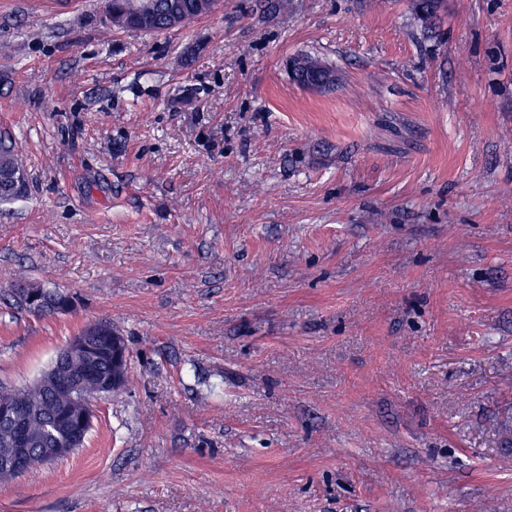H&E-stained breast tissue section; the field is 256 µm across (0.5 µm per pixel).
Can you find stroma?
<instances>
[{"mask_svg": "<svg viewBox=\"0 0 512 512\" xmlns=\"http://www.w3.org/2000/svg\"><path fill=\"white\" fill-rule=\"evenodd\" d=\"M1 137L0 384L102 318L131 360L0 512H512V0H448L434 37L407 0L162 35L0 0ZM292 80L300 87L310 82L314 85L312 90L328 91L336 86L331 75L335 69L322 60L308 56L297 55L290 59L288 65ZM20 166L12 144L0 140V201H8L14 198L8 187L12 174L20 171ZM24 285V286H23ZM23 286V287H22ZM43 286L38 284L30 283L29 281L23 280L16 284L14 288V297L17 303L23 308L28 309L27 307V297L30 295H34L38 300L41 301V305L43 306V312H47L45 314H51V312H57L62 307L67 305L71 301V297L62 291L59 290H51L48 288H42ZM18 298L16 297L17 290ZM72 308V303H69L62 312H68Z\"/></svg>", "mask_w": 512, "mask_h": 512, "instance_id": "1", "label": "stroma"}]
</instances>
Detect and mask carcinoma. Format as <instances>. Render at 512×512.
<instances>
[{
  "label": "carcinoma",
  "instance_id": "1",
  "mask_svg": "<svg viewBox=\"0 0 512 512\" xmlns=\"http://www.w3.org/2000/svg\"><path fill=\"white\" fill-rule=\"evenodd\" d=\"M129 0H104V7L112 8V27L126 31L164 33L182 28L206 15L204 0H149L150 15L146 21H130ZM178 11L177 24H172L170 14ZM412 20L424 33H431L437 22L448 12V0H409ZM289 74L297 85L308 82L316 91H328L336 86L331 75L335 69L322 60L297 55L290 59ZM20 170V162L12 144L0 140V201L13 199L9 190L12 174ZM19 288L17 303L27 307V297L41 301L43 311L56 312L71 301V297L59 290L44 288L26 280L16 284ZM105 329L98 340V361L93 368L77 358L69 363L64 377H77L82 381V394L72 402L61 392H55L38 384L23 387H0V457L9 455L16 447L17 437L23 435L28 442L30 468L45 464L43 449L58 445L56 417H63L68 428L79 425L85 407L93 404L95 394L109 380L112 371V324L104 322ZM11 411L20 418L19 424L3 417Z\"/></svg>",
  "mask_w": 512,
  "mask_h": 512
}]
</instances>
